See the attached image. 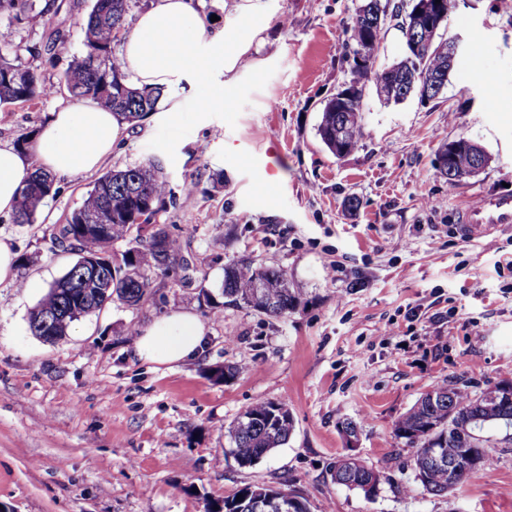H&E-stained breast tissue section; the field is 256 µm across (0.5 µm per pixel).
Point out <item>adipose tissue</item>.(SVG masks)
<instances>
[{"label":"adipose tissue","mask_w":512,"mask_h":512,"mask_svg":"<svg viewBox=\"0 0 512 512\" xmlns=\"http://www.w3.org/2000/svg\"><path fill=\"white\" fill-rule=\"evenodd\" d=\"M242 26L212 36L193 0H157L123 34L120 59L136 87L167 88L185 74L203 80L213 70L231 72L251 47L259 10L253 0L240 5ZM218 88L205 84L199 111L221 100ZM120 125L111 110L85 101L56 112L42 127L32 150L0 147V213L12 212L17 191L34 168L55 176L96 171L112 151ZM205 324L195 314L175 311L140 330L133 354L155 365H173L199 355Z\"/></svg>","instance_id":"obj_1"}]
</instances>
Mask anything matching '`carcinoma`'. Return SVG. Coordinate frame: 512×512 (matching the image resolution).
<instances>
[{
    "mask_svg": "<svg viewBox=\"0 0 512 512\" xmlns=\"http://www.w3.org/2000/svg\"><path fill=\"white\" fill-rule=\"evenodd\" d=\"M138 0H93L81 25L84 53L74 58L65 76L69 97L74 101L93 100L112 110L119 122L133 124L156 110L162 93L132 86L122 69L114 44L125 27L127 16ZM36 9L35 0H0V16L17 22ZM415 6L405 8L392 0H362L345 27L351 45L350 78L344 99L331 98L322 109L317 134L334 156L340 149H357L363 137V90L383 83L392 91L380 98L386 105L401 104L412 94L422 95L429 84L437 85L431 98L442 93L455 70L460 49L456 38L447 35V20L434 30L417 26ZM396 22L401 32L419 36L421 51L401 57L388 66L362 64L363 51L379 48L386 24ZM53 92L36 70L27 65L14 48L0 51V109L11 110ZM456 148L449 149V143ZM444 141L436 160H444L439 174L454 185L477 176L490 156L480 154L466 138ZM57 193L56 178L36 169L23 181L11 219L16 224H33L43 201ZM171 199L163 166L157 160L144 165L114 167L98 177L81 207L52 227V242L76 256L75 262L53 281L46 295L28 317L30 333L50 342L68 335L71 324L101 310L110 303L137 307L160 288V278L176 270L179 240L156 216ZM126 243L121 252L111 246ZM223 301L200 284L198 299L208 313L224 306H245L281 318L300 302L284 268L255 266L248 262L224 267L220 287ZM498 383L482 389L465 383L436 386L421 395L393 426V435L412 449L410 466L423 490L440 496L471 482L490 469L497 460L499 441L484 435L496 428H512V403L496 400ZM280 402L263 401L246 409L227 428L229 448L225 456L240 467L251 466L274 449L288 443L294 431L292 416L280 415ZM482 449L476 468H460L448 475V464L463 450L461 437ZM371 478L366 464L345 455L336 462V484L365 488ZM289 493L273 488L245 486L222 500L209 502L207 512H277L276 504Z\"/></svg>",
    "mask_w": 512,
    "mask_h": 512,
    "instance_id": "1",
    "label": "carcinoma"
}]
</instances>
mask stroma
I'll return each instance as SVG.
<instances>
[{"label":"stroma","instance_id":"1","mask_svg":"<svg viewBox=\"0 0 512 512\" xmlns=\"http://www.w3.org/2000/svg\"><path fill=\"white\" fill-rule=\"evenodd\" d=\"M359 0H260L265 22L231 74L216 70L224 102L198 114L195 78L157 112L121 124L105 168L147 158L165 168L172 199L158 217L182 254L218 288L242 259L281 266L302 300L284 318L248 308L204 314L197 286L165 277L135 308L111 304L49 344L30 311L73 262L50 227L81 206L94 174L56 181L36 223L0 214V240L21 262L0 285V512H205L247 485L305 498L309 512H512V450L451 495L423 491L397 418L432 386L512 379V227L480 241L453 231L458 206L512 185V0H458L449 34L479 48L482 70L459 65L439 98L383 105L364 99V136L334 157L316 128L349 66L343 24ZM91 0H36L41 16L0 17V48L53 85L49 96L0 112V144L14 145L72 103L64 75L83 53ZM61 32L67 52L49 48ZM181 112L178 123L163 112ZM480 143L491 162L449 184L434 167L444 140ZM195 190H187V183ZM360 202L348 212L349 198ZM201 315V354L172 366L132 356L129 328L174 311ZM240 373L214 382L208 370ZM285 403L288 443L249 467L225 459L224 434L249 406ZM362 427L356 453L380 470L376 496L337 485L347 454L343 421Z\"/></svg>","mask_w":512,"mask_h":512}]
</instances>
